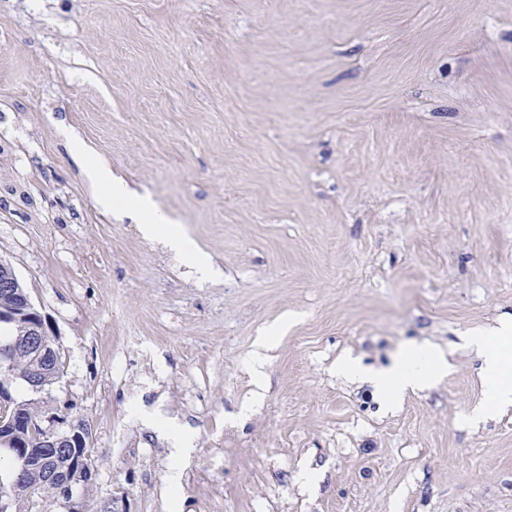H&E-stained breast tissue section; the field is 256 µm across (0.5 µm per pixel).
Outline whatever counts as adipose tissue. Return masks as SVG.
<instances>
[{
    "instance_id": "ef3b65f1",
    "label": "adipose tissue",
    "mask_w": 512,
    "mask_h": 512,
    "mask_svg": "<svg viewBox=\"0 0 512 512\" xmlns=\"http://www.w3.org/2000/svg\"><path fill=\"white\" fill-rule=\"evenodd\" d=\"M75 156L88 179L99 185L98 204L103 210L142 221L145 235L164 234L173 251L189 253V243L175 225L156 222L149 198L132 194L125 182L114 178L106 166L84 151H76ZM466 345L480 358L484 376V398L470 414L471 422L477 425L512 407V319L501 320L492 336L469 337ZM337 368L349 380L381 389L386 400L394 402L406 392L441 383L451 365L443 350L410 345L401 350L389 367L375 372L364 369L354 359L341 360Z\"/></svg>"
}]
</instances>
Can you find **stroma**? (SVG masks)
Wrapping results in <instances>:
<instances>
[{"instance_id": "stroma-1", "label": "stroma", "mask_w": 512, "mask_h": 512, "mask_svg": "<svg viewBox=\"0 0 512 512\" xmlns=\"http://www.w3.org/2000/svg\"><path fill=\"white\" fill-rule=\"evenodd\" d=\"M78 146L214 273L104 212ZM0 257L63 356L42 400L92 426L87 499L512 512L464 346L512 317V0H0ZM410 344L452 368L394 409L336 372Z\"/></svg>"}]
</instances>
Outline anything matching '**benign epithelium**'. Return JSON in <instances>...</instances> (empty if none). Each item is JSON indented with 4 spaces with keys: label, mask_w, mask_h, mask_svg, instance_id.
Here are the masks:
<instances>
[{
    "label": "benign epithelium",
    "mask_w": 512,
    "mask_h": 512,
    "mask_svg": "<svg viewBox=\"0 0 512 512\" xmlns=\"http://www.w3.org/2000/svg\"><path fill=\"white\" fill-rule=\"evenodd\" d=\"M24 319L28 322L30 329L28 336L21 341L0 348V375L12 374L11 354L19 349L28 353L33 362V368L25 380L30 387L38 392L47 387H52L62 380V376L53 372L50 367L52 347L46 337L52 335L49 318L38 306L30 295L22 294L20 281L18 280L12 264L0 258V320ZM0 407L5 409L3 417L0 418V446L4 448H27L29 444L23 438L26 430L31 425L22 411V407L16 405L11 398L8 388L0 385ZM92 441L91 425L83 422L81 424H61L54 416L48 415L45 418L43 428V440L40 442L43 457L39 465L43 470L46 479L56 477L57 470L54 464L56 452L60 449L79 448L83 452L84 464L81 472L90 476L97 471L96 459L92 457L86 444ZM67 492L57 502L58 512H86L87 501L81 493L83 484L80 478L75 476L66 481ZM23 497L28 502V509L32 512H40L42 505L35 500L31 493L23 491V487H17L16 491L0 498V512H11L12 504L17 497Z\"/></svg>",
    "instance_id": "obj_1"
}]
</instances>
